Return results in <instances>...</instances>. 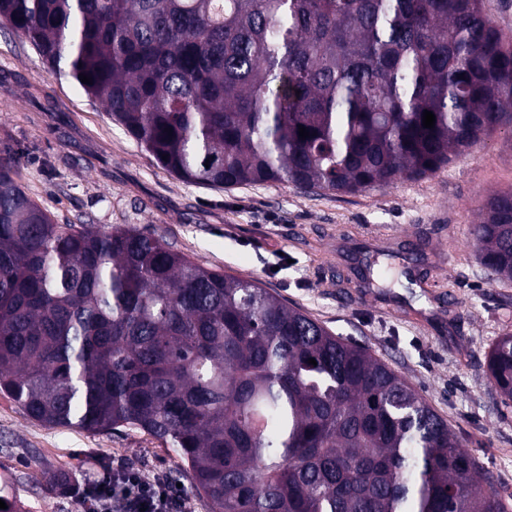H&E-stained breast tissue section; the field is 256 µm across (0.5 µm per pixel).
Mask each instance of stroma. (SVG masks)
I'll return each instance as SVG.
<instances>
[{"mask_svg": "<svg viewBox=\"0 0 512 512\" xmlns=\"http://www.w3.org/2000/svg\"><path fill=\"white\" fill-rule=\"evenodd\" d=\"M22 157L16 179L55 223L131 224L197 263L258 280L336 335L407 378L461 446L512 495V405L487 354L512 332V283L496 281L469 245L487 198L512 190L504 126L435 176L355 195L286 184L214 189L175 178L71 80L50 74L22 37L0 28V150ZM403 249L425 286L366 289L358 259ZM123 464L180 486L190 512H210L191 472L142 430L49 428L0 394V478L29 512H74L60 477Z\"/></svg>", "mask_w": 512, "mask_h": 512, "instance_id": "35a3bbf8", "label": "stroma"}]
</instances>
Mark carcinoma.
Here are the masks:
<instances>
[{"instance_id":"carcinoma-1","label":"carcinoma","mask_w":512,"mask_h":512,"mask_svg":"<svg viewBox=\"0 0 512 512\" xmlns=\"http://www.w3.org/2000/svg\"><path fill=\"white\" fill-rule=\"evenodd\" d=\"M482 4L0 0V25L179 180L356 194L432 177L512 127V38ZM17 165L0 153V394L29 418L149 433L210 512H508L366 348L152 232L55 223ZM469 243L512 282V191ZM487 372L512 402V333Z\"/></svg>"}]
</instances>
